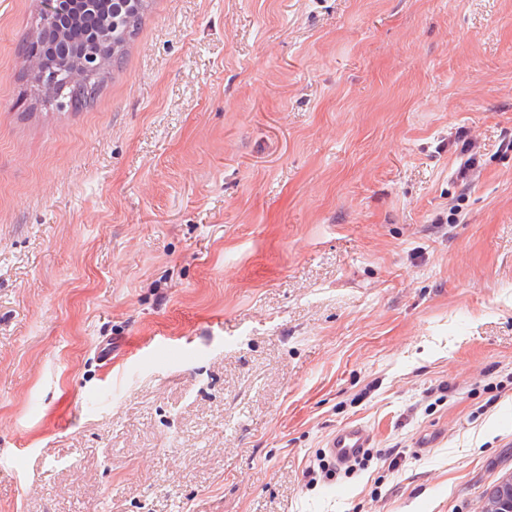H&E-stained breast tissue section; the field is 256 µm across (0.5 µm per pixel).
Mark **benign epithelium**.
Segmentation results:
<instances>
[{
	"instance_id": "1",
	"label": "benign epithelium",
	"mask_w": 512,
	"mask_h": 512,
	"mask_svg": "<svg viewBox=\"0 0 512 512\" xmlns=\"http://www.w3.org/2000/svg\"><path fill=\"white\" fill-rule=\"evenodd\" d=\"M124 4V0H38V13L42 17L41 25L52 26L54 41L61 44L66 41V34L71 22L86 13H95L99 17V31L103 37L112 33V11L116 4ZM77 59L66 69L47 68L43 61L31 52L21 57L24 70L38 75L40 83L48 88L61 91L81 83L89 70L97 67H107L112 58H94L88 62L74 52Z\"/></svg>"
}]
</instances>
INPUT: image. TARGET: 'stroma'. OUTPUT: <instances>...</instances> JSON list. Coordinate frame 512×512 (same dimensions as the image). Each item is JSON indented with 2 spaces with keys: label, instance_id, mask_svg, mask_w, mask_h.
<instances>
[{
  "label": "stroma",
  "instance_id": "1",
  "mask_svg": "<svg viewBox=\"0 0 512 512\" xmlns=\"http://www.w3.org/2000/svg\"><path fill=\"white\" fill-rule=\"evenodd\" d=\"M37 14L0 0V512H477L512 0H153L79 112L22 70ZM350 421L367 468L308 481Z\"/></svg>",
  "mask_w": 512,
  "mask_h": 512
}]
</instances>
